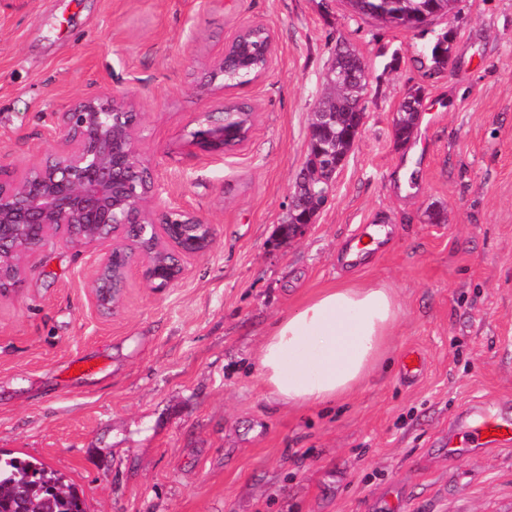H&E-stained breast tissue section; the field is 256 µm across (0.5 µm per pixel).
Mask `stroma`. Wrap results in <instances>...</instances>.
Here are the masks:
<instances>
[{"mask_svg": "<svg viewBox=\"0 0 512 512\" xmlns=\"http://www.w3.org/2000/svg\"><path fill=\"white\" fill-rule=\"evenodd\" d=\"M459 7L406 30L346 0H0V164L36 162L58 115L107 87L141 114L155 206L217 231L168 288L131 272L114 315L90 303L87 253L52 243L31 258L22 290L0 297V450L63 473L88 512H512V446L448 454L471 403L512 415V0ZM251 22L272 32L267 72L208 82ZM448 31V63L429 74L416 59ZM340 42L369 66L366 123L289 240ZM413 91L420 117L401 145ZM232 100L254 108L248 140L221 157L190 149L201 113ZM372 224L389 226L385 242L343 264ZM334 285L390 288L388 360L336 405L276 402L264 333ZM416 356L424 371L405 380ZM305 207L307 208V210H306L305 214L303 215L302 221L295 222L294 224H288V220H287V222H286L287 224H282L280 227L281 235L288 236V238H291V237H295L297 235L303 234L306 231V229L308 228V226L310 224H312V218L314 216L310 212L311 205L306 204L304 201H299L298 197L293 192H291L289 194L288 213L294 214L295 211H303L305 209ZM288 225L290 227L289 234H288V231H289Z\"/></svg>", "mask_w": 512, "mask_h": 512, "instance_id": "obj_1", "label": "stroma"}]
</instances>
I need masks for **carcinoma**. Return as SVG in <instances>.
Here are the masks:
<instances>
[{"instance_id":"1","label":"carcinoma","mask_w":512,"mask_h":512,"mask_svg":"<svg viewBox=\"0 0 512 512\" xmlns=\"http://www.w3.org/2000/svg\"><path fill=\"white\" fill-rule=\"evenodd\" d=\"M354 13L377 19L393 28L411 29L427 16L456 14L459 0H347ZM452 33H446L419 60L432 73L444 69ZM224 86L253 80L263 74L268 63L270 36L263 27L239 35L225 48ZM368 66L347 45L336 44L333 66L327 75L328 91L319 100L316 111L334 112L336 126L327 136L336 139V162H341L352 148L349 131L353 124L350 102L365 94ZM416 126L413 117H399L394 126L398 141L410 140ZM87 512L84 498L64 476L45 463L32 458L21 460L0 453V512Z\"/></svg>"}]
</instances>
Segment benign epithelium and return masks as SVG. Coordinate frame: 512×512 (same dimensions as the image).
I'll list each match as a JSON object with an SVG mask.
<instances>
[{
    "label": "benign epithelium",
    "instance_id": "obj_1",
    "mask_svg": "<svg viewBox=\"0 0 512 512\" xmlns=\"http://www.w3.org/2000/svg\"><path fill=\"white\" fill-rule=\"evenodd\" d=\"M356 116L352 141L360 137L367 113L363 100L352 106ZM224 108L205 112L189 145L220 155L237 147L224 144L228 119ZM135 106L107 90L79 97L57 119L52 145L23 172L0 165V296L17 293L27 272L26 259L55 240L95 254L90 300L97 311L116 313L123 305V288L131 268L161 290L182 274L181 260L206 255L216 244L215 227L180 208L155 210L160 194L154 177H143ZM317 153L327 160L319 194L330 196L336 160L330 145ZM311 205L291 193L288 213L305 211L290 225L288 237L303 234L312 224ZM151 224L148 243L129 230Z\"/></svg>",
    "mask_w": 512,
    "mask_h": 512
}]
</instances>
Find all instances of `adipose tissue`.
<instances>
[{
    "label": "adipose tissue",
    "mask_w": 512,
    "mask_h": 512,
    "mask_svg": "<svg viewBox=\"0 0 512 512\" xmlns=\"http://www.w3.org/2000/svg\"><path fill=\"white\" fill-rule=\"evenodd\" d=\"M396 318L386 289H323L268 326L258 357L265 387L291 406L347 396L379 361Z\"/></svg>",
    "instance_id": "1"
}]
</instances>
